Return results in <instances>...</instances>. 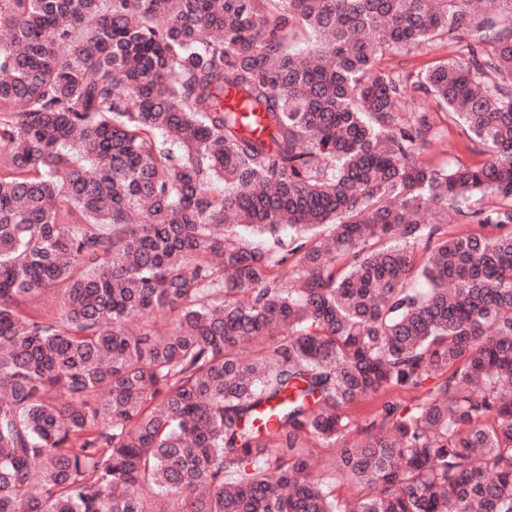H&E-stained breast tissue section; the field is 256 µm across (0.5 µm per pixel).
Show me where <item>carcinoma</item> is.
Masks as SVG:
<instances>
[{"mask_svg":"<svg viewBox=\"0 0 512 512\" xmlns=\"http://www.w3.org/2000/svg\"><path fill=\"white\" fill-rule=\"evenodd\" d=\"M492 2L0 0V512H512ZM455 51L459 54L462 53L458 47L451 48L442 40H437L430 48L424 49L416 55L404 56L395 55L390 51L383 52L382 54L379 52L377 54V65H380L382 68H396L416 73L434 66L439 60L447 58L448 55ZM447 140L440 144H435L423 155V159L432 165L445 166L453 163L457 158L468 163H478L485 159L484 154H474L464 148L468 143L464 135L461 134L460 127L448 125ZM383 400L384 397L382 395L369 396L357 400L351 405L348 411L349 415L359 426L365 427L373 420H378V410Z\"/></svg>","mask_w":512,"mask_h":512,"instance_id":"1","label":"carcinoma"}]
</instances>
